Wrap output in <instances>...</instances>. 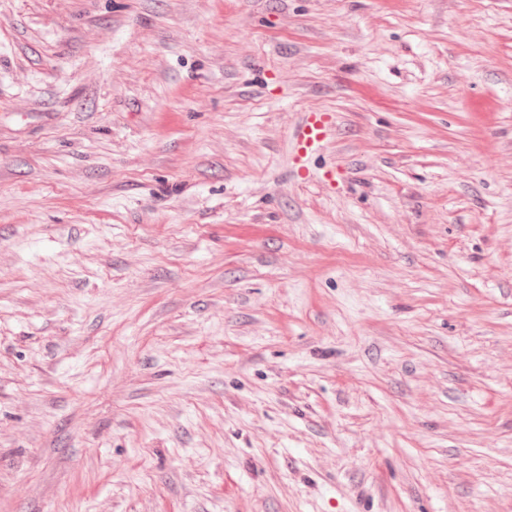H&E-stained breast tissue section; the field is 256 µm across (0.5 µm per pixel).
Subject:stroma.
<instances>
[{"label": "stroma", "mask_w": 512, "mask_h": 512, "mask_svg": "<svg viewBox=\"0 0 512 512\" xmlns=\"http://www.w3.org/2000/svg\"><path fill=\"white\" fill-rule=\"evenodd\" d=\"M0 512H512V0H0ZM336 116L320 108L309 109L294 126L289 144V164L293 176H310L309 159L336 135Z\"/></svg>", "instance_id": "stroma-1"}]
</instances>
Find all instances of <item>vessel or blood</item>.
Returning <instances> with one entry per match:
<instances>
[{
	"instance_id": "vessel-or-blood-1",
	"label": "vessel or blood",
	"mask_w": 512,
	"mask_h": 512,
	"mask_svg": "<svg viewBox=\"0 0 512 512\" xmlns=\"http://www.w3.org/2000/svg\"><path fill=\"white\" fill-rule=\"evenodd\" d=\"M336 130L334 113L320 108L304 112L290 137L289 164L293 176L300 179L309 177L310 158L334 138Z\"/></svg>"
}]
</instances>
